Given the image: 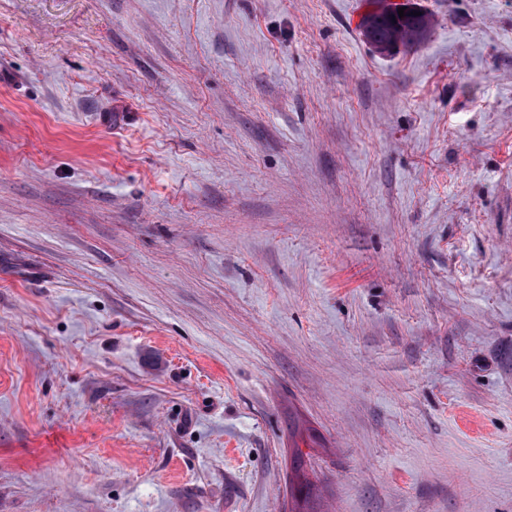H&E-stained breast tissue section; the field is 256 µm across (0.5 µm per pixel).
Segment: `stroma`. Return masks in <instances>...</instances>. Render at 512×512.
<instances>
[{
    "mask_svg": "<svg viewBox=\"0 0 512 512\" xmlns=\"http://www.w3.org/2000/svg\"><path fill=\"white\" fill-rule=\"evenodd\" d=\"M411 2L0 0V512H292L297 447L512 512V0ZM417 12H421V15L389 17L374 14L370 19H363L362 34L373 48L382 45L379 49L385 53L392 49V45L384 44L392 42L400 43L402 46L420 44L425 41L432 28V18L428 13ZM393 18H396L397 24L393 23Z\"/></svg>",
    "mask_w": 512,
    "mask_h": 512,
    "instance_id": "stroma-1",
    "label": "stroma"
}]
</instances>
